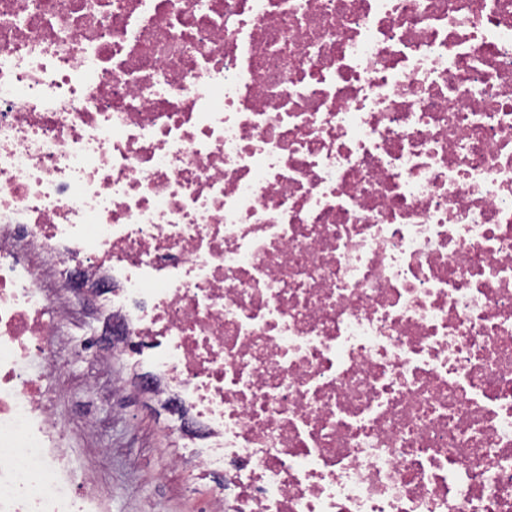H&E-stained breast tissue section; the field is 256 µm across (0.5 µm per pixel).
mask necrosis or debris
Segmentation results:
<instances>
[{
    "label": "necrosis or debris",
    "instance_id": "obj_1",
    "mask_svg": "<svg viewBox=\"0 0 512 512\" xmlns=\"http://www.w3.org/2000/svg\"><path fill=\"white\" fill-rule=\"evenodd\" d=\"M75 274L207 512H512V0H0V512Z\"/></svg>",
    "mask_w": 512,
    "mask_h": 512
}]
</instances>
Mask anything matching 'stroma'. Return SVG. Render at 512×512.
Instances as JSON below:
<instances>
[{"label": "stroma", "instance_id": "35a3bbf8", "mask_svg": "<svg viewBox=\"0 0 512 512\" xmlns=\"http://www.w3.org/2000/svg\"><path fill=\"white\" fill-rule=\"evenodd\" d=\"M93 347L75 343L60 363L66 379L58 393L63 418H94L97 441L110 448L95 479L111 498L112 512H203L200 499L186 496L187 478L169 469L175 437L132 379L126 357L101 368Z\"/></svg>", "mask_w": 512, "mask_h": 512}]
</instances>
